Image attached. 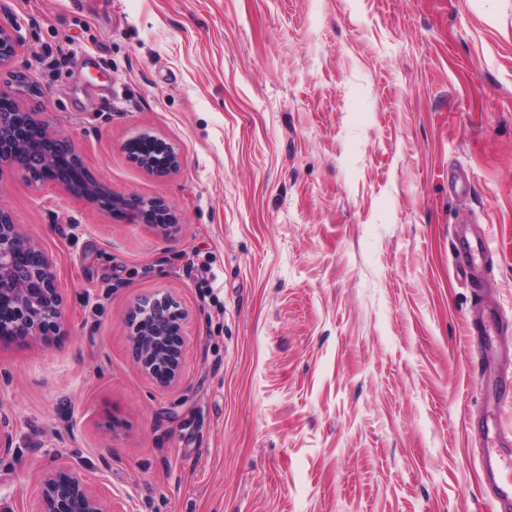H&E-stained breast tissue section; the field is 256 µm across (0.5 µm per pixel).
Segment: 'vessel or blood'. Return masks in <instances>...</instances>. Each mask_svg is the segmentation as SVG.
Masks as SVG:
<instances>
[{"label":"vessel or blood","mask_w":512,"mask_h":512,"mask_svg":"<svg viewBox=\"0 0 512 512\" xmlns=\"http://www.w3.org/2000/svg\"><path fill=\"white\" fill-rule=\"evenodd\" d=\"M487 246L483 240L459 249L457 262L471 274L484 267ZM471 332L485 340L500 338L503 322L492 306H485L481 316L471 326ZM482 470L489 493L496 501L499 512H512V436L503 431L482 433Z\"/></svg>","instance_id":"obj_1"}]
</instances>
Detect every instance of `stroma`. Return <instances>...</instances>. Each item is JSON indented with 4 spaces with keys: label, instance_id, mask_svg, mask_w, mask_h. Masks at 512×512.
<instances>
[{
    "label": "stroma",
    "instance_id": "stroma-1",
    "mask_svg": "<svg viewBox=\"0 0 512 512\" xmlns=\"http://www.w3.org/2000/svg\"><path fill=\"white\" fill-rule=\"evenodd\" d=\"M0 88L74 139L167 232L20 170L0 208L54 261L63 339L0 344V512L62 459L114 512H493L482 384L512 361L470 324L463 225L512 324V0H0ZM150 132L164 178L123 150ZM186 312L178 382L126 317ZM18 39L17 30L13 25L0 22V68L14 57ZM143 140L150 142V147L153 149L151 154L140 151L138 145ZM124 150L131 163L147 169L159 178L168 176L181 163L180 154L170 143L148 132L129 139L124 145ZM466 245L458 249L457 262L459 267L467 269L474 277L484 268L487 257V246L482 239H475V246H471L467 238ZM185 313L168 293H155L137 300L131 307L127 325L135 362L160 387H169L179 377L184 348L181 321ZM177 319L176 336L170 323ZM163 348V353L155 355Z\"/></svg>",
    "mask_w": 512,
    "mask_h": 512
}]
</instances>
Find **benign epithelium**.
Returning <instances> with one entry per match:
<instances>
[{
	"instance_id": "benign-epithelium-1",
	"label": "benign epithelium",
	"mask_w": 512,
	"mask_h": 512,
	"mask_svg": "<svg viewBox=\"0 0 512 512\" xmlns=\"http://www.w3.org/2000/svg\"><path fill=\"white\" fill-rule=\"evenodd\" d=\"M16 28L0 22V67L14 57ZM45 133L42 144L10 152L0 147V167L15 165L31 171L52 166L57 177L51 184L65 193L96 203L118 218L155 224L166 231L176 228V216L160 199H144L136 194L119 195L95 178L85 166L74 140L50 129L39 112H21ZM124 150L129 161L163 178L181 163L174 147L151 133L129 139ZM22 236L9 213L0 209V302L10 301L14 319L13 338L25 342L35 337L62 336L67 316L53 259L39 251L35 263H23L15 255L13 238ZM185 313L167 293H155L137 300L131 307L127 325L135 362L160 387H168L179 377L184 348L182 331L170 333L172 320L182 321ZM39 512H112V501L92 489L68 462L56 463L42 474Z\"/></svg>"
}]
</instances>
